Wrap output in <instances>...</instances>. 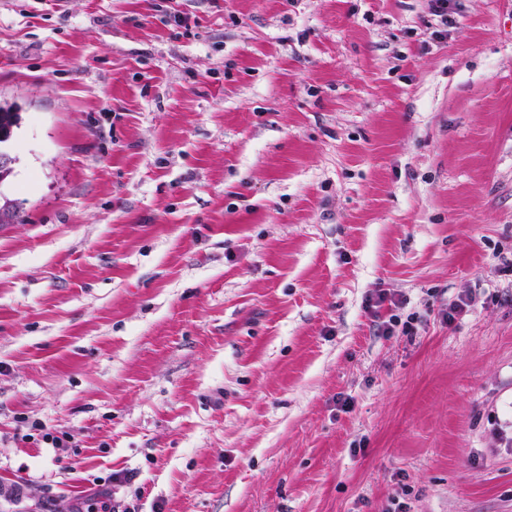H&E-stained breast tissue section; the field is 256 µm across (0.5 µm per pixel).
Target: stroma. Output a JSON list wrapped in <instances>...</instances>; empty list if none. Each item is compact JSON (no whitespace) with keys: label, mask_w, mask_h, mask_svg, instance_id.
<instances>
[{"label":"stroma","mask_w":512,"mask_h":512,"mask_svg":"<svg viewBox=\"0 0 512 512\" xmlns=\"http://www.w3.org/2000/svg\"><path fill=\"white\" fill-rule=\"evenodd\" d=\"M449 18L0 0V512H512V0ZM21 122V112L9 101L0 98V153H11L7 146ZM15 163L8 168L0 167V224H15L19 219V211L14 200L2 194L1 187L9 184L15 175V164L18 159L13 156Z\"/></svg>","instance_id":"stroma-1"}]
</instances>
